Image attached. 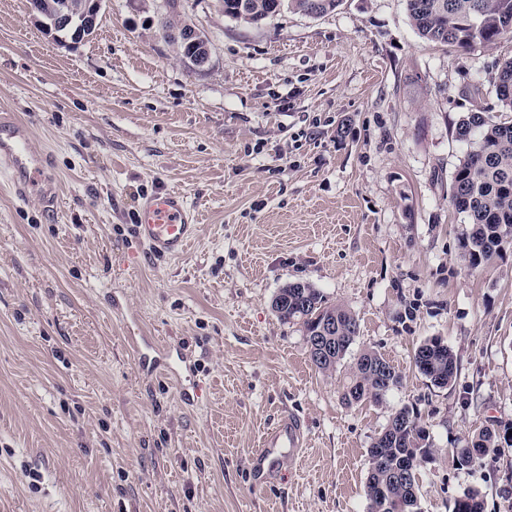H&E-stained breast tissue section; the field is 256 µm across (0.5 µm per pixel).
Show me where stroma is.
Masks as SVG:
<instances>
[{
    "mask_svg": "<svg viewBox=\"0 0 512 512\" xmlns=\"http://www.w3.org/2000/svg\"><path fill=\"white\" fill-rule=\"evenodd\" d=\"M206 38L199 73L161 18ZM512 41L462 51L414 30L405 0H342L261 26L220 0H107L96 32L58 42L0 0V109L31 128L60 185L45 213L0 181V512H366L367 450L409 407L432 458L422 512L478 490L512 512V445L457 469L452 451L512 432V248L483 270L448 202L457 121L496 101ZM184 193L199 232L175 259L136 237L139 198ZM305 281L358 318L400 383L346 404L345 371L312 364L271 301ZM175 343L204 389L141 374V337ZM441 337L457 378L433 386L414 351ZM297 467L253 460L284 414Z\"/></svg>",
    "mask_w": 512,
    "mask_h": 512,
    "instance_id": "35a3bbf8",
    "label": "stroma"
}]
</instances>
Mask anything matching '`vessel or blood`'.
<instances>
[{
  "instance_id": "vessel-or-blood-1",
  "label": "vessel or blood",
  "mask_w": 512,
  "mask_h": 512,
  "mask_svg": "<svg viewBox=\"0 0 512 512\" xmlns=\"http://www.w3.org/2000/svg\"><path fill=\"white\" fill-rule=\"evenodd\" d=\"M0 175L5 176L16 198H38L46 210H53L59 199V185L48 171L46 154L31 144L27 123L13 113H0ZM198 231L197 217L186 196L177 190L160 188L142 196L137 205L136 234L150 252L162 258L184 254ZM139 368L148 375H165L166 349L151 347L137 351ZM304 446L301 421L292 414L283 416L264 436L256 453L271 454L275 449H287L299 454Z\"/></svg>"
}]
</instances>
